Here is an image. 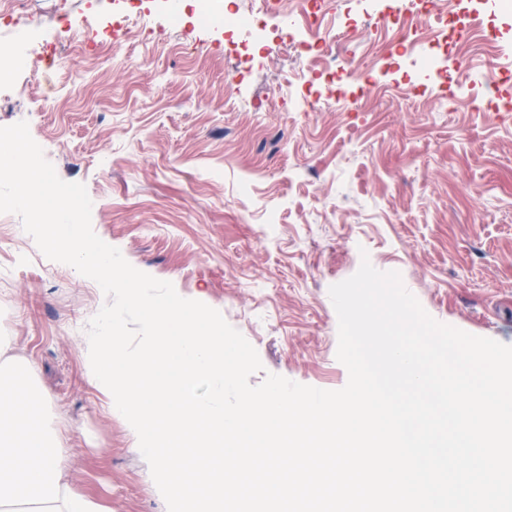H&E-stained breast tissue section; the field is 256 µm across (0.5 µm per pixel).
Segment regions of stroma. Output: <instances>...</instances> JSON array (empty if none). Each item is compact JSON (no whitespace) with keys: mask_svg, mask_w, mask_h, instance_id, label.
<instances>
[{"mask_svg":"<svg viewBox=\"0 0 512 512\" xmlns=\"http://www.w3.org/2000/svg\"><path fill=\"white\" fill-rule=\"evenodd\" d=\"M0 52V126L27 122L58 176L85 185L95 234L136 269L221 312L266 374L326 390L336 358L331 285L362 258L399 272L437 321L512 346V0H445L495 29L467 86L446 81L456 34L402 0H325L323 29L369 40L352 66L370 99L284 64L274 26L199 25L198 0H23ZM496 57L495 82L484 60ZM95 281L47 259L0 214V336L49 400L39 419L73 487L114 512H168L138 437L87 375Z\"/></svg>","mask_w":512,"mask_h":512,"instance_id":"stroma-1","label":"stroma"}]
</instances>
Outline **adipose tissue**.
<instances>
[{"label": "adipose tissue", "mask_w": 512, "mask_h": 512, "mask_svg": "<svg viewBox=\"0 0 512 512\" xmlns=\"http://www.w3.org/2000/svg\"><path fill=\"white\" fill-rule=\"evenodd\" d=\"M8 349L0 339V512H102L73 491L55 434L41 427L13 445L14 421L6 407L42 395L28 380L30 364L8 356Z\"/></svg>", "instance_id": "1"}]
</instances>
